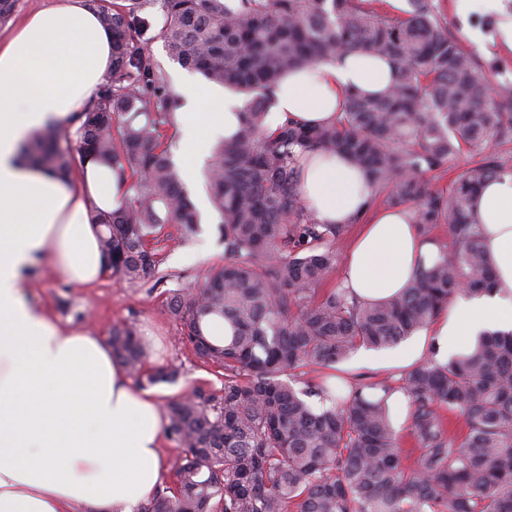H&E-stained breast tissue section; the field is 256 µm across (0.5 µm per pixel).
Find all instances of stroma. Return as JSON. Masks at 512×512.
Wrapping results in <instances>:
<instances>
[{"instance_id":"35a3bbf8","label":"stroma","mask_w":512,"mask_h":512,"mask_svg":"<svg viewBox=\"0 0 512 512\" xmlns=\"http://www.w3.org/2000/svg\"><path fill=\"white\" fill-rule=\"evenodd\" d=\"M448 27L452 34L464 38L465 45L479 62L495 61L489 73L491 85L512 80V50L502 43L499 29L485 30L478 23L479 11H461L459 0H444ZM195 205L203 206V231L187 245L170 241L165 251L163 268L170 278L166 284L151 288L147 283H131L117 275H107L92 288L69 284L51 264H43L33 274L32 294L45 304L60 321L79 322L92 335L108 337L113 325L134 324L147 346V365L151 368L174 365L181 376L176 384L156 386L160 399H168L194 389L218 390L222 386V370L213 364H202L192 347L182 337L179 324L167 308L169 290L198 288L205 284L224 255L218 226L219 214L208 206V189L203 175L188 182ZM69 301L71 312H64L61 301ZM84 312L83 320H75L74 312Z\"/></svg>"}]
</instances>
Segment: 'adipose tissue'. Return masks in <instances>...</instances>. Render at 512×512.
<instances>
[{
    "label": "adipose tissue",
    "mask_w": 512,
    "mask_h": 512,
    "mask_svg": "<svg viewBox=\"0 0 512 512\" xmlns=\"http://www.w3.org/2000/svg\"><path fill=\"white\" fill-rule=\"evenodd\" d=\"M111 67L112 33L92 0L39 10L0 41V512H131L165 473L161 403L134 386L106 342L62 325L30 298V271L45 260L77 286L107 273L94 214L118 202L109 171L89 163L80 180L66 183L31 166L21 145L82 112ZM389 79L388 63L348 51L289 75L274 91L269 122L288 115L310 124L329 121L345 91L380 93ZM179 93L185 100L182 164L191 177L212 143L234 132L244 100L188 81ZM300 189L320 223L367 216L342 276L358 300L400 293L420 263L435 258L436 246L425 241L409 211L370 212L372 189L348 157L305 155ZM473 211L497 277L495 291L450 306L429 339L397 355L360 349L363 362L411 364L431 342L446 358L483 332L512 330V176L491 181Z\"/></svg>",
    "instance_id": "obj_1"
}]
</instances>
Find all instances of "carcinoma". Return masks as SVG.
I'll return each mask as SVG.
<instances>
[{
  "mask_svg": "<svg viewBox=\"0 0 512 512\" xmlns=\"http://www.w3.org/2000/svg\"><path fill=\"white\" fill-rule=\"evenodd\" d=\"M93 2L112 31V70L66 136L49 126L24 151L63 179L90 158L126 189L114 210L96 214L112 273L165 281L168 228L182 238L199 228L167 135L180 99L151 43L246 98L205 172L224 262L203 287L168 296L184 339L201 363L218 364L224 385L167 403L166 432L185 456L139 512H512V331L447 360L433 347L397 385L306 378L361 346H397L457 295L494 289L472 200L512 175L482 154L488 138L512 135V86L491 90L486 66L448 33L443 0H406L401 16L384 12L383 0ZM355 49L393 64L387 93L351 92L328 123L288 117L268 130L285 75ZM464 150L480 159L448 187L424 177ZM311 151L347 155L368 174L374 203L409 210L425 236L446 225L452 247L379 303L323 287L348 226L319 223L303 202L300 163ZM214 320L229 334L210 335ZM109 342L139 387L178 381L177 367H146L133 324L113 326ZM396 389L409 398L410 450L393 422ZM449 415L463 434L449 431Z\"/></svg>",
  "mask_w": 512,
  "mask_h": 512,
  "instance_id": "obj_1",
  "label": "carcinoma"
}]
</instances>
